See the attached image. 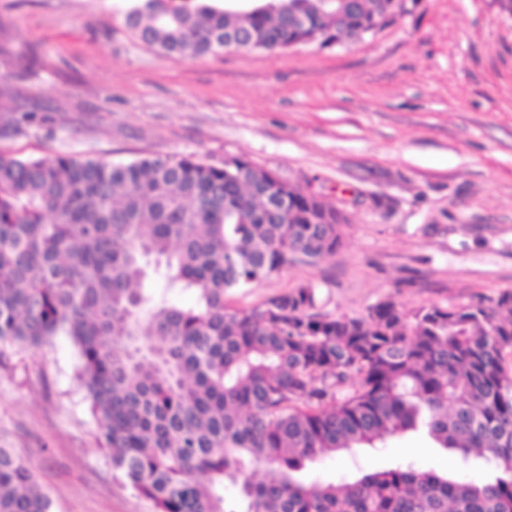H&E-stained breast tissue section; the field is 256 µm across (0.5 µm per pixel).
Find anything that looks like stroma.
I'll return each mask as SVG.
<instances>
[{
    "mask_svg": "<svg viewBox=\"0 0 512 512\" xmlns=\"http://www.w3.org/2000/svg\"><path fill=\"white\" fill-rule=\"evenodd\" d=\"M130 0H0V131L20 156L241 157L323 195L341 245L232 295L249 307L302 283L323 311H404L512 291V0H406L359 41L228 49L174 61L125 22ZM68 337L0 355V447L28 459L51 512H153L116 479ZM465 480L422 434L360 453Z\"/></svg>",
    "mask_w": 512,
    "mask_h": 512,
    "instance_id": "stroma-1",
    "label": "stroma"
}]
</instances>
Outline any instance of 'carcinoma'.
I'll list each match as a JSON object with an SVG mask.
<instances>
[{
	"label": "carcinoma",
	"instance_id": "carcinoma-1",
	"mask_svg": "<svg viewBox=\"0 0 512 512\" xmlns=\"http://www.w3.org/2000/svg\"><path fill=\"white\" fill-rule=\"evenodd\" d=\"M403 0H137L126 23L173 60L327 47L391 24ZM343 218L321 195L232 157L114 163L0 151V348L73 343L113 468L154 512H512V291L359 317L318 310L312 284L252 307L230 293L314 264ZM191 290L178 308L148 295ZM424 433L479 484L413 464L332 481L317 460ZM262 467L263 478L254 479ZM237 496H224L225 484ZM31 465L0 448V512H50Z\"/></svg>",
	"mask_w": 512,
	"mask_h": 512
}]
</instances>
